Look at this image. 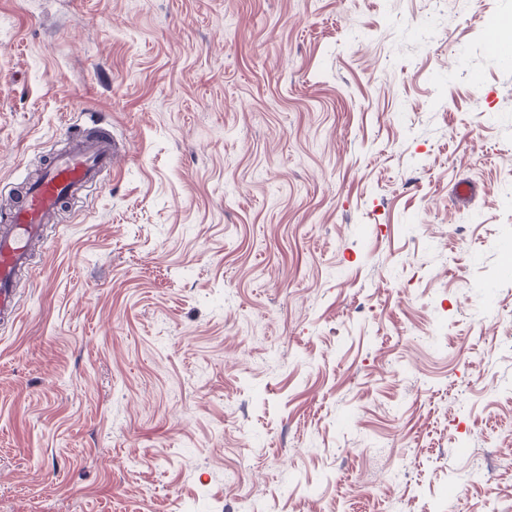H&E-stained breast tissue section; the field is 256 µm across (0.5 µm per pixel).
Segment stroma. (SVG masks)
Instances as JSON below:
<instances>
[{"mask_svg": "<svg viewBox=\"0 0 512 512\" xmlns=\"http://www.w3.org/2000/svg\"><path fill=\"white\" fill-rule=\"evenodd\" d=\"M494 19L512 0H0V209L84 113L128 148L0 324V512L512 503Z\"/></svg>", "mask_w": 512, "mask_h": 512, "instance_id": "stroma-1", "label": "stroma"}]
</instances>
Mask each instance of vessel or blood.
I'll list each match as a JSON object with an SVG mask.
<instances>
[{"instance_id":"obj_1","label":"vessel or blood","mask_w":512,"mask_h":512,"mask_svg":"<svg viewBox=\"0 0 512 512\" xmlns=\"http://www.w3.org/2000/svg\"><path fill=\"white\" fill-rule=\"evenodd\" d=\"M65 135V150L28 185L17 207L0 215V321H15L19 314L16 275L33 246L44 241L46 224L123 153L119 143L106 135L90 137L80 129L66 130Z\"/></svg>"}]
</instances>
